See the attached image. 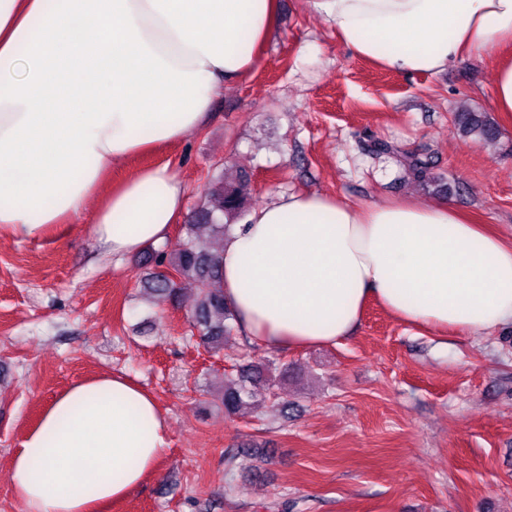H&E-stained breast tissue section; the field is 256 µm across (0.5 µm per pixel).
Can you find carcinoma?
Here are the masks:
<instances>
[{"label": "carcinoma", "instance_id": "carcinoma-1", "mask_svg": "<svg viewBox=\"0 0 512 512\" xmlns=\"http://www.w3.org/2000/svg\"><path fill=\"white\" fill-rule=\"evenodd\" d=\"M455 120L465 134H475L487 141L499 136L498 125L484 112H458ZM399 162L415 179L428 178L431 165L428 157L402 153ZM250 191L248 177L229 178L221 173L212 181L208 195L192 210L177 252L169 254L163 249H153L147 253L146 261L155 271L149 273L144 287L159 299L175 297L184 280L194 283L193 328L198 332L200 344L215 353L223 349L224 340L233 335L235 329V316L224 302L220 288L224 231L229 220H240L247 214ZM168 270L175 273V279L167 277ZM275 372L287 376L288 364L260 358L239 366L234 374L225 375L220 393L224 412L235 415L258 400L287 412L288 404L280 402L278 387L272 379Z\"/></svg>", "mask_w": 512, "mask_h": 512}]
</instances>
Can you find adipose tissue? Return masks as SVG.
I'll use <instances>...</instances> for the list:
<instances>
[{"label": "adipose tissue", "mask_w": 512, "mask_h": 512, "mask_svg": "<svg viewBox=\"0 0 512 512\" xmlns=\"http://www.w3.org/2000/svg\"><path fill=\"white\" fill-rule=\"evenodd\" d=\"M359 59L434 75L493 63L512 118V0H305ZM279 0H0V234L91 236L132 258L182 219L169 164L104 189L114 165L178 146L225 84L258 66ZM221 286L238 325L273 348L332 346L369 301L404 323L477 335L512 323V244L446 201L355 205L289 193L224 237ZM168 423L121 375L58 393L11 460L24 512H110L156 474Z\"/></svg>", "instance_id": "1"}]
</instances>
